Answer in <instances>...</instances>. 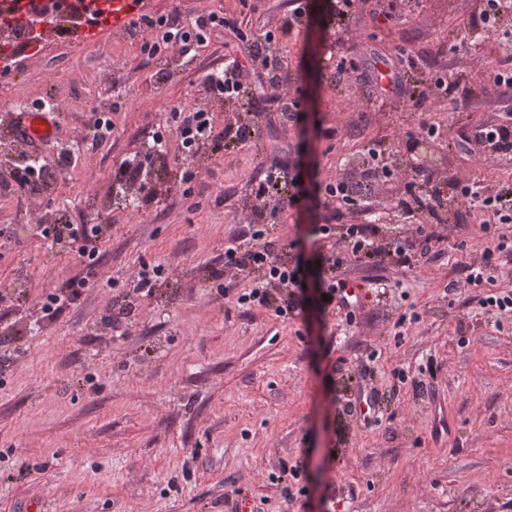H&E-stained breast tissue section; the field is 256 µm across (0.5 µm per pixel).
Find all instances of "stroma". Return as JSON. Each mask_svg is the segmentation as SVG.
<instances>
[{
	"label": "stroma",
	"mask_w": 512,
	"mask_h": 512,
	"mask_svg": "<svg viewBox=\"0 0 512 512\" xmlns=\"http://www.w3.org/2000/svg\"><path fill=\"white\" fill-rule=\"evenodd\" d=\"M304 2L303 25L287 32L291 0H253L246 12L239 0H150L155 16L209 11L273 32L290 95L306 114L295 122L266 104L259 138L197 157L201 175L188 183L169 143L150 161L154 202L134 215L104 210L105 264L55 321L37 322V301L81 268L74 255H50L18 232L16 212L0 209V512H227L232 502L241 512H512V317L494 321L481 305L512 290V255L500 259L494 282L449 291L481 258V232L455 206L440 210L441 240L414 267L348 266L346 278L361 286L350 322L320 307L325 269L312 229L363 217L323 192L270 222L276 253L309 267L301 310L284 318L238 307L210 277L224 266L225 242L247 225L250 178L275 162L299 160L314 181L348 182L379 141L402 170L418 161L450 181L512 185L511 157L477 160L462 146L474 124L505 118L480 77L497 45L467 29L482 0H424L422 12L397 23L384 17L390 0H358L343 26L328 0ZM236 47L216 28L190 45L193 64H174L164 82L134 34L89 42L52 34L40 55H14L0 76V119L15 99L55 97L45 162L79 154L20 212L76 214L102 198L113 165L146 152L175 104L205 99L217 127L233 123L239 107L209 98L203 77ZM344 57L357 69L340 81ZM379 62L408 86L447 73L458 111L436 96L415 109L407 94H381L371 81ZM367 96L376 100L370 109L352 106ZM98 101L114 106L102 143L86 136ZM424 121L440 125L444 139L417 156L408 135ZM159 263L170 276L153 297L138 298L132 273ZM112 306L132 309L125 336L103 324ZM365 367L381 396L367 423L344 409ZM415 380L424 391L413 390ZM284 463L305 490L290 503L277 479Z\"/></svg>",
	"instance_id": "1"
}]
</instances>
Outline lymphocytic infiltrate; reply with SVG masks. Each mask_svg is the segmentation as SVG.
<instances>
[{
	"instance_id": "1",
	"label": "lymphocytic infiltrate",
	"mask_w": 512,
	"mask_h": 512,
	"mask_svg": "<svg viewBox=\"0 0 512 512\" xmlns=\"http://www.w3.org/2000/svg\"><path fill=\"white\" fill-rule=\"evenodd\" d=\"M160 22L164 23L167 31L163 42L159 43L153 37V30ZM471 24L494 37L499 45L497 57L486 63L482 81L489 94L511 113L512 0H484L480 14L473 17ZM138 25L142 30L140 53L151 60L160 49H167L172 54L184 51L189 43L200 41L202 32L210 27L222 25L233 29L237 22L213 12L200 13L186 22L173 12L159 22L150 15H141ZM240 40L239 55L225 59L222 68L210 72L205 85L211 97L247 100L245 115L220 130L215 125L208 103L172 106L170 117L183 159L195 158L206 148L216 149L227 139L240 145L253 142L259 135V127L254 120L259 103L287 102L291 119L300 117L301 104L289 100L288 89L281 77L283 64L276 51L274 34L267 32L256 36L244 33ZM366 154L369 167L360 180L327 183L326 193L353 206L359 194L372 197L377 187L394 181L402 182L403 195L393 208L404 221L414 223L417 240L412 243L397 235L388 242H379L380 227L372 221L347 224L339 230L331 224L321 225L323 237L339 236L345 245L344 251L331 252L327 257L328 268L333 272L350 262L369 263L378 258L410 268L416 264L418 255L428 254L438 239L427 218L444 209L445 200L432 185V172L422 165L415 166L409 175L391 168L384 161V150L376 143L368 146ZM28 158L27 151L14 150L12 157L0 162V178H10L15 190L35 197L40 195L45 181L55 180L56 171H36ZM455 185L458 189L455 200L463 216L478 224L485 236L481 263L466 266L463 270L465 283L478 286L493 281L497 253L512 248V236L496 231L497 225L512 223V192H489L463 177L456 178ZM304 189V172L297 162L267 168L251 179L248 232L244 238L225 243L224 267L211 273L215 279L221 278L226 271L245 275L247 286H238L234 281L225 286L226 293L232 294L239 307H271L280 316L300 307L306 272L301 264L291 265L278 257L267 239V216L295 207ZM106 231V225L93 222L38 225L37 236L48 252L61 250L73 254L82 267L81 275L42 296L40 310L45 319H56L64 309L80 301L87 276L95 274L101 267L99 244Z\"/></svg>"
}]
</instances>
